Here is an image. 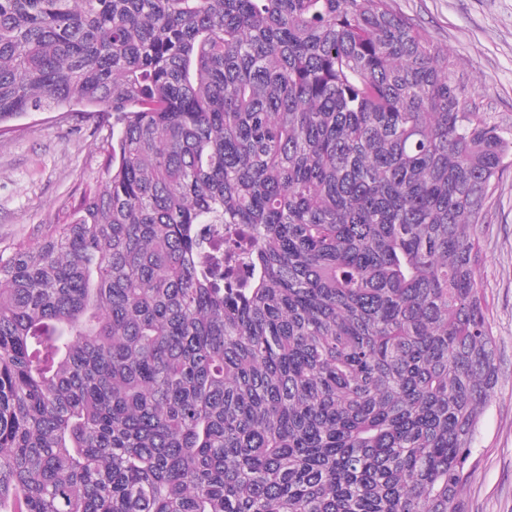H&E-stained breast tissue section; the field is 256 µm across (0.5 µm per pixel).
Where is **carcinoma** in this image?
I'll return each instance as SVG.
<instances>
[{"label":"carcinoma","instance_id":"cac0c4a2","mask_svg":"<svg viewBox=\"0 0 512 512\" xmlns=\"http://www.w3.org/2000/svg\"><path fill=\"white\" fill-rule=\"evenodd\" d=\"M76 106L102 185L0 250V512H464L512 136L448 51L391 0H0V130ZM205 235L207 240L198 252L197 265L205 271L219 267L224 273V225H207Z\"/></svg>","mask_w":512,"mask_h":512}]
</instances>
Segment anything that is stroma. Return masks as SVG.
<instances>
[{"instance_id": "35a3bbf8", "label": "stroma", "mask_w": 512, "mask_h": 512, "mask_svg": "<svg viewBox=\"0 0 512 512\" xmlns=\"http://www.w3.org/2000/svg\"><path fill=\"white\" fill-rule=\"evenodd\" d=\"M448 50L472 111L512 133V0H393ZM112 120L34 112L0 133V250L30 244L102 180ZM475 270L496 342L498 379L463 489L465 512H512V168L485 204Z\"/></svg>"}]
</instances>
